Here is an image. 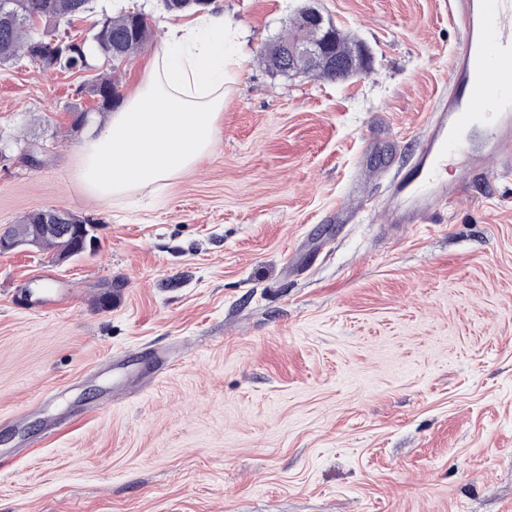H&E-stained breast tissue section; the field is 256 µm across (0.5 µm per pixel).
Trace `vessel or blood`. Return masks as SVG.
<instances>
[{
    "label": "vessel or blood",
    "mask_w": 512,
    "mask_h": 512,
    "mask_svg": "<svg viewBox=\"0 0 512 512\" xmlns=\"http://www.w3.org/2000/svg\"><path fill=\"white\" fill-rule=\"evenodd\" d=\"M448 20L461 30L453 53V90L429 113L408 172L393 189L392 225L432 222L443 202L458 197V183L443 179L448 158L490 176L512 168V0H448ZM169 353L151 348L126 354V373L167 366Z\"/></svg>",
    "instance_id": "b4317fda"
}]
</instances>
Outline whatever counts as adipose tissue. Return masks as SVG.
I'll return each instance as SVG.
<instances>
[{
  "label": "adipose tissue",
  "instance_id": "obj_1",
  "mask_svg": "<svg viewBox=\"0 0 512 512\" xmlns=\"http://www.w3.org/2000/svg\"><path fill=\"white\" fill-rule=\"evenodd\" d=\"M231 36L224 14L211 11L194 24L169 26L134 92L82 147L77 177L88 196H127L213 153L234 63L226 49Z\"/></svg>",
  "mask_w": 512,
  "mask_h": 512
}]
</instances>
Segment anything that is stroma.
<instances>
[{"instance_id":"1","label":"stroma","mask_w":512,"mask_h":512,"mask_svg":"<svg viewBox=\"0 0 512 512\" xmlns=\"http://www.w3.org/2000/svg\"><path fill=\"white\" fill-rule=\"evenodd\" d=\"M119 73L127 97L168 25ZM359 47L344 80L261 51L303 8ZM236 30L214 154L97 200L75 180L81 85L109 74L0 67V232L44 208L95 226L79 257L0 254V512H512V176L462 182L434 224L391 228L459 39L448 0H211ZM37 289V299L27 297ZM173 363L113 396V358ZM69 425L52 434L50 420Z\"/></svg>"}]
</instances>
